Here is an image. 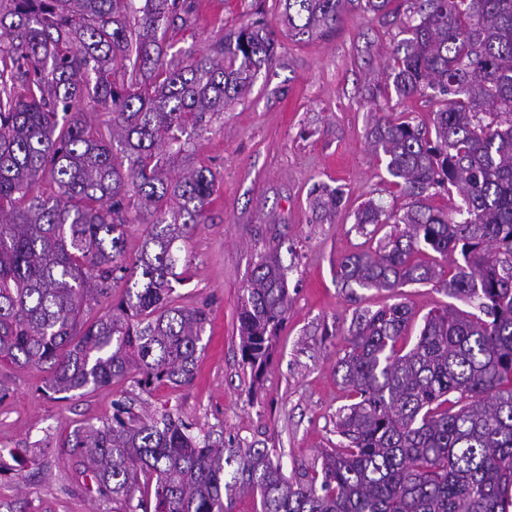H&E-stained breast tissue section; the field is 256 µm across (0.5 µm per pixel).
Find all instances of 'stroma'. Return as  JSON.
Instances as JSON below:
<instances>
[{
	"label": "stroma",
	"mask_w": 512,
	"mask_h": 512,
	"mask_svg": "<svg viewBox=\"0 0 512 512\" xmlns=\"http://www.w3.org/2000/svg\"><path fill=\"white\" fill-rule=\"evenodd\" d=\"M256 12L280 27L275 0H198L195 25L168 29L165 43L170 54H198ZM400 38L396 18L359 9L334 36L281 37L272 66L199 139L197 157L218 183L209 223L179 243L188 265L176 303L209 313L189 382L144 390L123 381L60 399L45 389L48 366L0 362L8 390L0 400V512H128L126 500H101L73 449L61 445L75 429L111 417L118 402L172 413L216 445L270 449L292 478L320 465L350 402L336 363L356 312L405 302L422 316L450 302L430 284L348 288L336 275L343 256L381 240L355 228L352 209L369 199L407 204L367 139L374 114L424 126L437 109L421 97L399 101L386 85L382 71ZM319 184L342 188L346 210L315 220L309 194ZM271 253L287 271L289 306L257 379L242 360L238 313L255 264Z\"/></svg>",
	"instance_id": "obj_1"
}]
</instances>
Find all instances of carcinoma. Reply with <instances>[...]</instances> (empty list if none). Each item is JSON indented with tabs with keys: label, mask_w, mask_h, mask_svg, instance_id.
<instances>
[{
	"label": "carcinoma",
	"mask_w": 512,
	"mask_h": 512,
	"mask_svg": "<svg viewBox=\"0 0 512 512\" xmlns=\"http://www.w3.org/2000/svg\"><path fill=\"white\" fill-rule=\"evenodd\" d=\"M279 4L297 41L333 34L352 8L399 14L394 0ZM196 18L197 0H0V360L50 364L54 394L193 376L209 316L175 303L176 242L206 223L217 182L194 138L279 46L254 17L188 62L165 60L161 33ZM401 24L387 79L399 99L438 110L429 128L374 116L367 137L409 203L364 202L357 228L393 231L382 249L344 256L337 274L360 288L438 283L474 311L429 312L410 349L407 304L357 313L336 365L355 397L338 412L343 441L294 481L266 448H215L178 417L117 404L66 441L101 498L151 486L142 512H232L243 493L256 512H512V0H414ZM89 107L107 110L105 124L88 123ZM42 181L51 190H36ZM449 186L461 197L451 213L431 204ZM310 206L334 215L344 192L318 189ZM130 224L145 225L132 262ZM427 251L432 260L415 259ZM98 298L111 303L88 325ZM287 312L284 270L263 256L238 316L256 377Z\"/></svg>",
	"instance_id": "obj_1"
}]
</instances>
